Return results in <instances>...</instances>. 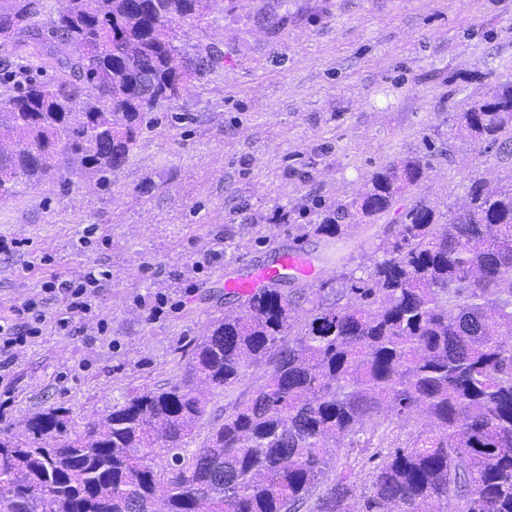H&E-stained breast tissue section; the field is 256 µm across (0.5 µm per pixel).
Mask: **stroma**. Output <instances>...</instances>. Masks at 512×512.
I'll list each match as a JSON object with an SVG mask.
<instances>
[{
  "mask_svg": "<svg viewBox=\"0 0 512 512\" xmlns=\"http://www.w3.org/2000/svg\"><path fill=\"white\" fill-rule=\"evenodd\" d=\"M180 38L223 58L152 113L107 182L74 172L0 201V239L23 243L0 251V320L30 297L54 314L52 278L110 273L95 318L46 325L17 349L2 424L61 405L79 431L181 377L194 340L236 303L225 278L245 266L298 248L322 269L357 266L396 211L331 241L296 226L388 162L430 165L399 209L423 197L457 211L472 177H512L454 133L458 113L512 80V0H233Z\"/></svg>",
  "mask_w": 512,
  "mask_h": 512,
  "instance_id": "stroma-1",
  "label": "stroma"
}]
</instances>
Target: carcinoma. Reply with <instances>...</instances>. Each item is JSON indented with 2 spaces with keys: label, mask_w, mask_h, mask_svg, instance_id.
Returning a JSON list of instances; mask_svg holds the SVG:
<instances>
[{
  "label": "carcinoma",
  "mask_w": 512,
  "mask_h": 512,
  "mask_svg": "<svg viewBox=\"0 0 512 512\" xmlns=\"http://www.w3.org/2000/svg\"><path fill=\"white\" fill-rule=\"evenodd\" d=\"M0 0V200L61 172L120 168L147 115L203 60L171 37L218 0ZM458 134L512 146V81L460 113ZM420 158L378 168L301 236L339 238L425 178ZM448 217L399 213L374 255L316 287L238 297L196 339L183 376L129 395L77 436L68 409L0 427V512H512V180L471 179ZM361 275H356V272ZM311 303L305 323L299 301ZM268 365L222 419L207 394ZM414 413L412 441L369 457L351 501L345 444ZM208 424L196 442L198 428ZM342 466L316 501L329 467Z\"/></svg>",
  "instance_id": "carcinoma-1"
}]
</instances>
